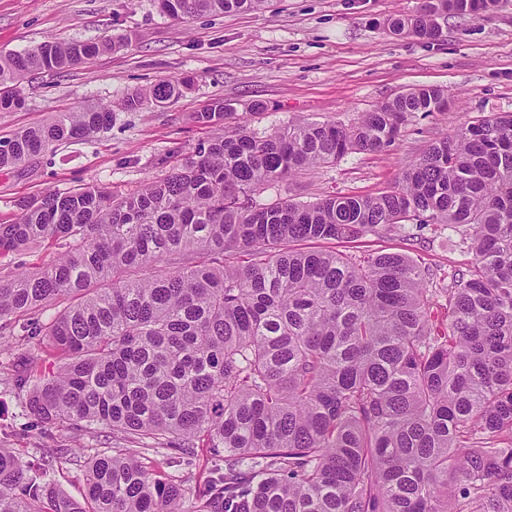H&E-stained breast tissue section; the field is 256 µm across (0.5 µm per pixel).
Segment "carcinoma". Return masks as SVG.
<instances>
[{
    "instance_id": "cac0c4a2",
    "label": "carcinoma",
    "mask_w": 512,
    "mask_h": 512,
    "mask_svg": "<svg viewBox=\"0 0 512 512\" xmlns=\"http://www.w3.org/2000/svg\"><path fill=\"white\" fill-rule=\"evenodd\" d=\"M265 2L158 0L178 20ZM494 2L423 0L384 30L438 40L437 20ZM121 46L0 52V112L27 75ZM184 86L161 79L124 106L160 107ZM448 102V90L420 86L351 126L298 120L259 137L238 124L135 192L93 184L16 203L0 256L46 240L59 249L0 281L3 328L43 336L56 354L32 384L23 361L26 416L183 458L212 449L224 466L195 512H512V112L435 139L377 195L252 200L311 167L383 152ZM233 111L216 100L195 119ZM111 125L107 107L62 112L4 138L0 168ZM431 224L464 228L473 255L446 288L400 253L291 247ZM59 299L68 305L41 320ZM85 476L78 500L0 447V512H183V490L129 448L92 456Z\"/></svg>"
}]
</instances>
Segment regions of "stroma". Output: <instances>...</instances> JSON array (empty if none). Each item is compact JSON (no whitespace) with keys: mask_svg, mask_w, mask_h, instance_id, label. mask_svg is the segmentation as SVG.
<instances>
[{"mask_svg":"<svg viewBox=\"0 0 512 512\" xmlns=\"http://www.w3.org/2000/svg\"><path fill=\"white\" fill-rule=\"evenodd\" d=\"M421 2L269 0L260 11L182 21L162 13L157 0H0L2 51L22 52L54 40H125L123 47L90 62L28 76L23 105L0 112V138H5L47 124L61 112L112 110L107 131L0 169V223L16 218L18 201L49 190L98 183L119 194L136 191L167 175L228 125L245 124L259 136L298 119L350 126L408 88H447L453 97L448 110L408 123L387 151L353 153L336 164L313 167L266 187L254 201L313 202L330 194L389 190L436 137L479 116L512 112V0H496L475 17H449L435 42L384 32L387 18L415 13ZM183 77L190 78L189 88L163 107L124 108L136 90ZM219 99L235 106L225 124L196 122V113ZM258 101L265 111L249 112ZM461 238L460 229L438 225L412 233L383 231L338 249L353 255L407 254L444 287L471 259ZM22 401L11 372L0 368V444L21 460L49 461L58 486L82 498L88 456L121 446V439L98 427L50 428L22 418ZM138 456L186 491V512H192L194 493L216 462L208 448L196 449L178 466L169 465L163 448H145Z\"/></svg>","mask_w":512,"mask_h":512,"instance_id":"35a3bbf8","label":"stroma"}]
</instances>
